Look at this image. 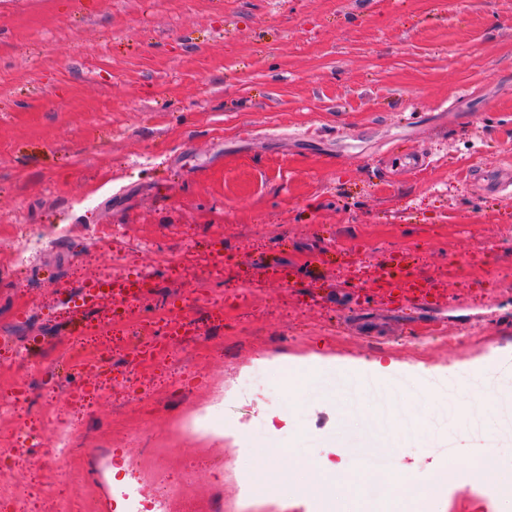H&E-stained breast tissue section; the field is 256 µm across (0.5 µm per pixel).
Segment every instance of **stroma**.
Returning a JSON list of instances; mask_svg holds the SVG:
<instances>
[{"mask_svg":"<svg viewBox=\"0 0 512 512\" xmlns=\"http://www.w3.org/2000/svg\"><path fill=\"white\" fill-rule=\"evenodd\" d=\"M476 167L512 170V0H0V401L31 388L0 414V492L116 512L108 448L177 482L180 512L219 493L224 512H317L243 480L283 409L268 356L317 366L312 459L352 474L396 438L417 480L451 467L443 512H507L469 476L512 471L493 404L512 390V187ZM119 267L148 278L129 324L197 322L173 355L90 343L106 310L77 312L79 291ZM79 360L96 393L69 459L39 470ZM464 397L479 425L449 426ZM213 405L242 439L195 428Z\"/></svg>","mask_w":512,"mask_h":512,"instance_id":"35a3bbf8","label":"stroma"}]
</instances>
